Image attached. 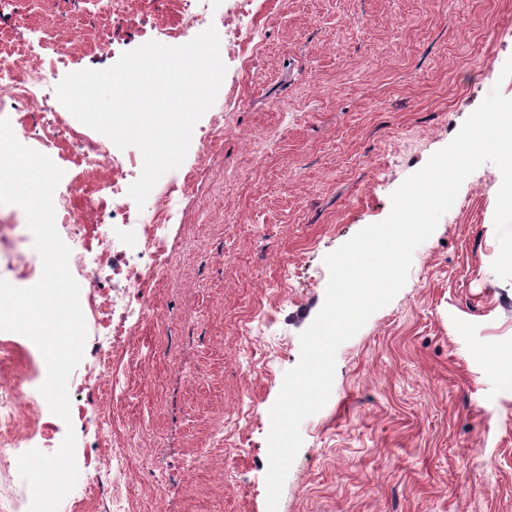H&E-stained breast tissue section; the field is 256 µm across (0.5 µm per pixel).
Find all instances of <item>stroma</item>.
Returning a JSON list of instances; mask_svg holds the SVG:
<instances>
[{"instance_id":"stroma-1","label":"stroma","mask_w":512,"mask_h":512,"mask_svg":"<svg viewBox=\"0 0 512 512\" xmlns=\"http://www.w3.org/2000/svg\"><path fill=\"white\" fill-rule=\"evenodd\" d=\"M26 0L0 11V55L57 78L103 70L157 41L179 46L216 26L227 68L182 165L189 193L150 194L173 258L145 300L156 312L127 332L108 368L102 325L87 328L71 372V419L24 385L22 419L67 429L84 459L65 512H267L270 409L299 361V335L321 309L325 256L384 220L391 195L447 146L493 88L512 98V0ZM254 27L240 50L237 25ZM22 144L64 171L54 196L85 237L59 234L86 261L108 305L123 284L98 258L147 264L137 213L110 184L135 182L137 147L86 170L71 145ZM500 170L480 166L412 259L404 288L336 353L330 398L300 426L302 447L278 512H512V280L496 275ZM108 221L107 235L91 231ZM16 240L0 278L32 286L18 256L41 264L24 211L0 205ZM11 341L10 372L44 375L33 342Z\"/></svg>"}]
</instances>
